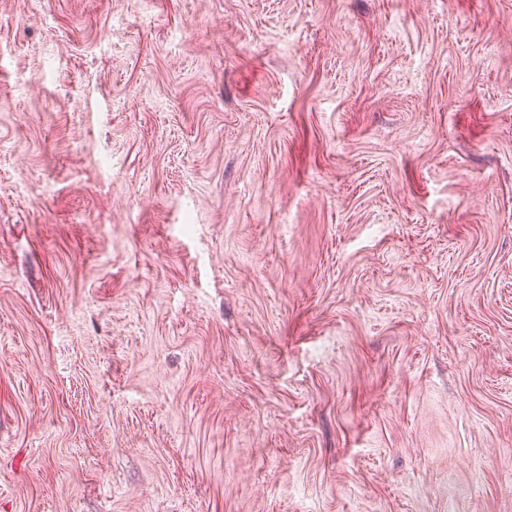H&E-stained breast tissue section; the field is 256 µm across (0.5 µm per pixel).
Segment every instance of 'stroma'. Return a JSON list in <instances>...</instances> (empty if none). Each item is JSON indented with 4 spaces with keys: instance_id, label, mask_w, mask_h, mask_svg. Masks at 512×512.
Here are the masks:
<instances>
[{
    "instance_id": "35a3bbf8",
    "label": "stroma",
    "mask_w": 512,
    "mask_h": 512,
    "mask_svg": "<svg viewBox=\"0 0 512 512\" xmlns=\"http://www.w3.org/2000/svg\"><path fill=\"white\" fill-rule=\"evenodd\" d=\"M0 512H512V0H0Z\"/></svg>"
}]
</instances>
